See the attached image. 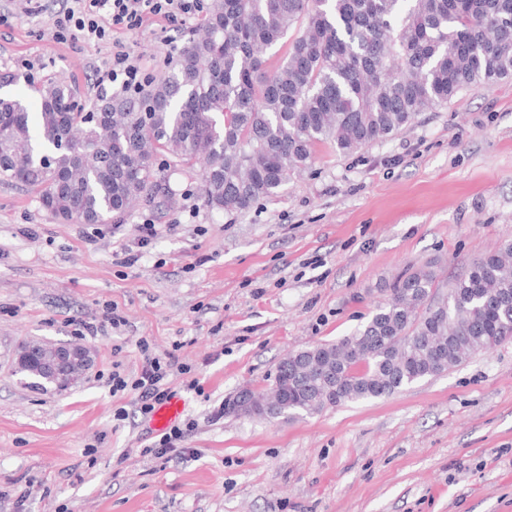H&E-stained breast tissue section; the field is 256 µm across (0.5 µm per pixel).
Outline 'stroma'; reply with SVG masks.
Wrapping results in <instances>:
<instances>
[{
  "label": "stroma",
  "instance_id": "35a3bbf8",
  "mask_svg": "<svg viewBox=\"0 0 512 512\" xmlns=\"http://www.w3.org/2000/svg\"><path fill=\"white\" fill-rule=\"evenodd\" d=\"M58 8L0 0V74L16 78L0 92L32 111L34 83L55 76L94 100L89 65L110 51L54 42ZM166 35L157 22L125 40L157 75ZM199 183L179 168L172 199L103 224L55 220L0 183V512H512V339L387 397L271 421L222 412L270 387L288 352L354 332L408 269L434 265L446 288L512 242V79L350 154L317 144L242 214L208 209ZM124 247L134 265L116 263ZM111 306L121 325L80 334ZM33 341L94 362L65 389L30 385L16 358ZM171 352L199 387L167 379L193 428L164 460L143 455L160 434L110 375Z\"/></svg>",
  "mask_w": 512,
  "mask_h": 512
}]
</instances>
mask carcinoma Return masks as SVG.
<instances>
[{"mask_svg": "<svg viewBox=\"0 0 512 512\" xmlns=\"http://www.w3.org/2000/svg\"><path fill=\"white\" fill-rule=\"evenodd\" d=\"M204 35L133 96L75 103L34 87L39 143L19 99L0 97V182L38 193L52 218L104 224L167 192L156 157L200 166L206 206L245 212L277 195L313 147L383 142L459 92L512 78V0H210ZM291 37L278 66L267 50ZM423 265L400 276L351 335L296 351L329 356L291 379L275 418L389 396L512 338V242L446 292Z\"/></svg>", "mask_w": 512, "mask_h": 512, "instance_id": "cac0c4a2", "label": "carcinoma"}]
</instances>
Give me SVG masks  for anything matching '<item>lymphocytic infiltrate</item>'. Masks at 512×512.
Returning <instances> with one entry per match:
<instances>
[{
	"mask_svg": "<svg viewBox=\"0 0 512 512\" xmlns=\"http://www.w3.org/2000/svg\"><path fill=\"white\" fill-rule=\"evenodd\" d=\"M207 4L208 0H75L74 7L57 16L52 36L57 40L109 44L110 55L94 70L93 84L102 93L112 87L119 94L134 95L141 91L148 76L140 60L122 41V34L140 31L154 18L175 26L186 25L202 17ZM139 347L145 353L140 374L129 380L120 372H113L112 390L133 391L139 412L147 417L169 396L164 380L170 370L188 376V388H196L197 382L190 379L189 367L178 364L176 358L149 355L148 341H140Z\"/></svg>",
	"mask_w": 512,
	"mask_h": 512,
	"instance_id": "1",
	"label": "lymphocytic infiltrate"
}]
</instances>
